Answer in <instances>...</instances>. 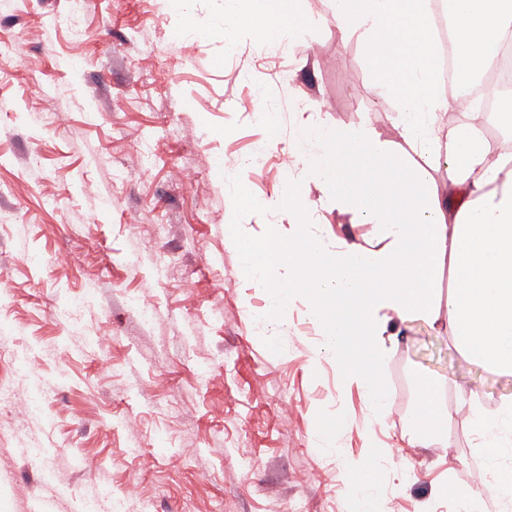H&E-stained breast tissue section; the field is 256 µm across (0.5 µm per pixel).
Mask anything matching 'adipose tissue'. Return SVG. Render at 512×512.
<instances>
[{
  "label": "adipose tissue",
  "mask_w": 512,
  "mask_h": 512,
  "mask_svg": "<svg viewBox=\"0 0 512 512\" xmlns=\"http://www.w3.org/2000/svg\"><path fill=\"white\" fill-rule=\"evenodd\" d=\"M342 32L362 30L369 66L397 98L396 126L413 153L445 157L443 183L422 178L405 183L406 156H392L389 145L367 126L309 136L300 127L293 143L311 166L322 190L336 194V206L372 225L365 244L339 239L327 243L312 225L297 224L284 235L269 225L264 239L234 230L231 243L251 260L250 273L271 290V308L281 311L294 287L311 293L310 315L324 325L323 352L334 359L346 382L369 398L382 418L386 395L380 378L388 356L390 318L441 322L455 346L472 363L512 377V167L491 144H467L442 135L439 115L461 111L458 100L442 95L436 54L431 46V0H334ZM236 24L255 29L270 43L300 23L296 0H232ZM453 36L457 77L465 82L483 72L495 44L512 28V0H454ZM448 286V303L437 290ZM359 299L357 317L365 360L351 358V342L323 303ZM422 414L412 416L417 444L438 443L442 417L437 382L418 378ZM475 445L482 450L480 487L457 492L462 512H486L512 504V468L501 461L498 430L512 433V394L492 415L471 405Z\"/></svg>",
  "instance_id": "obj_1"
}]
</instances>
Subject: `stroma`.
Wrapping results in <instances>:
<instances>
[{"label":"stroma","mask_w":512,"mask_h":512,"mask_svg":"<svg viewBox=\"0 0 512 512\" xmlns=\"http://www.w3.org/2000/svg\"><path fill=\"white\" fill-rule=\"evenodd\" d=\"M68 8L0 0V48L26 44L0 63V329L30 362L0 404V512H80L94 484L120 512H357V483L379 489L384 512H457L480 458L455 407L494 409L512 378L466 360L441 324L391 320L389 408L366 427L364 393L317 353L308 295L258 323L269 291L228 235L239 182L252 238L287 224L276 193L289 186L308 189L306 220L326 240L370 231L291 151L304 123L364 124L404 146L398 101L362 38L337 30L333 0H299L304 38L279 52L226 25L229 0H186L199 34L182 41L164 0H86L80 41ZM185 166L194 180L173 181ZM75 298L76 328L62 314ZM422 373L449 413L443 457L407 444ZM38 381L48 398L33 414ZM33 447L45 460L25 456Z\"/></svg>","instance_id":"stroma-1"}]
</instances>
